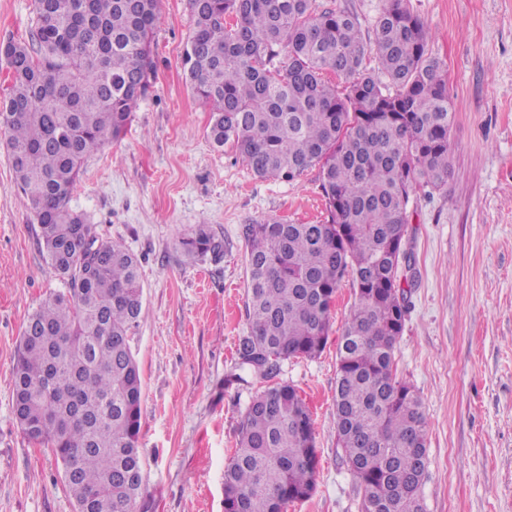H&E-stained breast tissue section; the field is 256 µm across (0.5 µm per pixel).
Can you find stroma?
I'll return each mask as SVG.
<instances>
[{
  "instance_id": "1",
  "label": "stroma",
  "mask_w": 512,
  "mask_h": 512,
  "mask_svg": "<svg viewBox=\"0 0 512 512\" xmlns=\"http://www.w3.org/2000/svg\"><path fill=\"white\" fill-rule=\"evenodd\" d=\"M430 31L455 112L448 189L410 202L416 285L397 342V376L427 416L428 512H512V0H406ZM33 0H0V43L25 41ZM188 0H162L155 71L123 136L93 150L69 205L100 239L139 259L143 309L131 343L142 378L138 512H224V466L255 390L236 383L245 308L243 225L326 216L319 168L261 179L231 145L209 138L211 111L185 80L194 30ZM221 241L196 260L181 241L199 224ZM0 135V512H75L62 467L29 442L13 413V368L30 315L65 282ZM355 301L344 277L329 340L314 359L281 365L314 420L316 489L288 512H360L336 453V344Z\"/></svg>"
}]
</instances>
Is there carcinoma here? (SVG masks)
<instances>
[{
    "instance_id": "1",
    "label": "carcinoma",
    "mask_w": 512,
    "mask_h": 512,
    "mask_svg": "<svg viewBox=\"0 0 512 512\" xmlns=\"http://www.w3.org/2000/svg\"><path fill=\"white\" fill-rule=\"evenodd\" d=\"M314 2L189 0L195 28L182 63L212 106V142L231 144L261 178L288 181L319 167L327 213L318 224L242 226L249 330L239 337L236 381L260 389L224 469V512H287L312 495V416L278 375L283 361L322 351L347 275L356 300L337 343V453L361 505L427 512V421L420 396L397 379L395 348L415 281L411 195L448 187L447 73L404 0H387L371 43L348 11ZM160 3L34 0L30 39L0 51L11 76L0 132L39 244L66 283L20 339L13 409L22 432L61 461L76 512H136L144 480L142 380L131 348L140 263L99 239L69 199L87 154L119 139L148 90ZM370 55L381 74L364 66ZM328 74L345 79L344 93ZM182 245L201 258L221 247L204 224Z\"/></svg>"
}]
</instances>
